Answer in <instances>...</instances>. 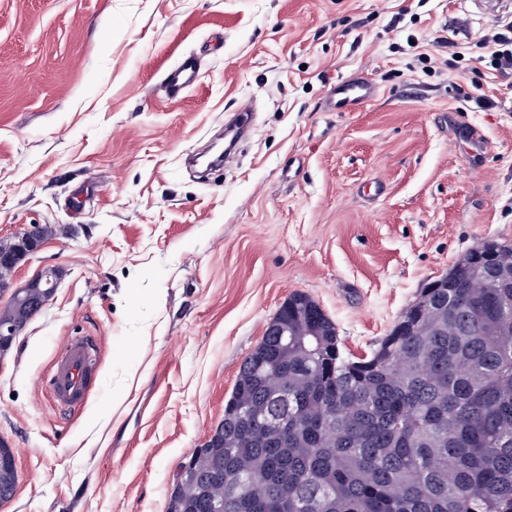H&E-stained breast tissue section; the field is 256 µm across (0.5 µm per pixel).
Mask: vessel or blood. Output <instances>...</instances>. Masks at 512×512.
<instances>
[{
  "label": "vessel or blood",
  "instance_id": "obj_1",
  "mask_svg": "<svg viewBox=\"0 0 512 512\" xmlns=\"http://www.w3.org/2000/svg\"><path fill=\"white\" fill-rule=\"evenodd\" d=\"M201 78L198 62L190 55L166 74L164 85L168 95L176 97L195 86ZM374 93L375 86L369 78L342 79L329 94L327 107L334 112H347L368 102ZM98 350L96 337H72L60 350L52 371L41 379L42 392L60 412H76L85 404L95 374Z\"/></svg>",
  "mask_w": 512,
  "mask_h": 512
}]
</instances>
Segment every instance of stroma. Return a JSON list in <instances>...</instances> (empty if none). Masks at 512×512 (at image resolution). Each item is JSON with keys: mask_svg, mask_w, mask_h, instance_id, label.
<instances>
[{"mask_svg": "<svg viewBox=\"0 0 512 512\" xmlns=\"http://www.w3.org/2000/svg\"><path fill=\"white\" fill-rule=\"evenodd\" d=\"M512 0H0V241L55 235L12 274L52 299L0 355V512H166L243 360L295 292L370 354L420 288L512 241V75L483 35ZM203 77L169 97L165 73ZM377 95L325 107L338 78ZM252 104L223 170L188 157ZM99 336L86 407L39 377ZM202 79L197 59L189 55L164 77L166 91L171 97H178L195 86ZM60 271L54 267L45 268L37 276L29 280L20 288H35V292H48L53 294L58 288ZM17 481L13 450L4 439H0V503L13 498Z\"/></svg>", "mask_w": 512, "mask_h": 512, "instance_id": "stroma-1", "label": "stroma"}]
</instances>
